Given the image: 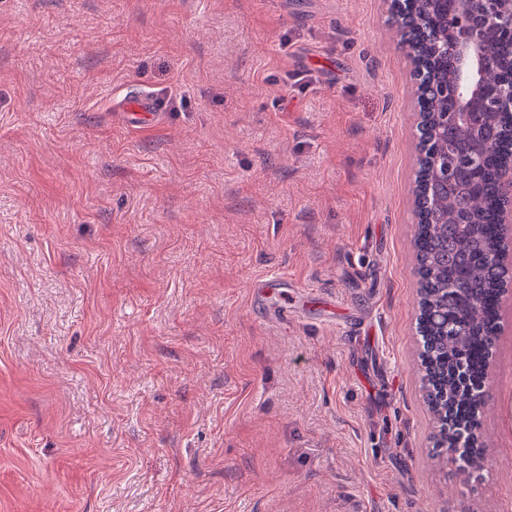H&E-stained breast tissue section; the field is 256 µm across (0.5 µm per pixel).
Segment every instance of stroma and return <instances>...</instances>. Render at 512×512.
Segmentation results:
<instances>
[{
  "instance_id": "obj_1",
  "label": "stroma",
  "mask_w": 512,
  "mask_h": 512,
  "mask_svg": "<svg viewBox=\"0 0 512 512\" xmlns=\"http://www.w3.org/2000/svg\"><path fill=\"white\" fill-rule=\"evenodd\" d=\"M387 16L0 0V512H512V295L482 480L428 457ZM258 277L316 303L264 317ZM114 112H122L123 120L133 129L148 128L160 117L156 100L147 92H142L113 103Z\"/></svg>"
}]
</instances>
